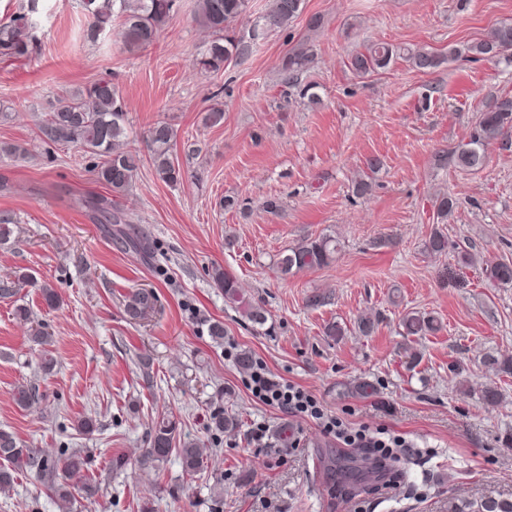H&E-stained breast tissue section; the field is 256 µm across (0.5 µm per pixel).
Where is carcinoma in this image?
<instances>
[{"label": "carcinoma", "mask_w": 512, "mask_h": 512, "mask_svg": "<svg viewBox=\"0 0 512 512\" xmlns=\"http://www.w3.org/2000/svg\"><path fill=\"white\" fill-rule=\"evenodd\" d=\"M39 0H27L9 21L0 23V56L22 60L32 56L34 40L32 31L37 25L34 14L38 13ZM82 6L90 18L91 30L96 34L108 33L124 48L134 51L151 45L171 21L176 11V0H82ZM248 0H196L194 20L209 37L197 64L206 71H218L224 62L240 52L233 35V24L247 11ZM303 11V0H269L264 14L265 25L271 29L287 30ZM118 27H112L114 18ZM467 52L486 58L512 60V23L501 22L484 38L466 47ZM458 49L448 54L437 53L424 47L408 48L398 45H377L357 51L348 59L349 68L358 75H367L384 69L396 58H405L414 68L428 72L443 63L459 57ZM314 58L312 39L306 38L293 47L279 65L281 82L297 89L300 97L313 99L307 85L301 84L300 76ZM128 105L119 88L110 80H100L82 88L67 91L53 97L49 111L39 124L43 140L54 145L79 147L93 159L89 166L94 182L105 186L111 196L84 197L78 200L80 207L101 215L109 224L116 226L120 243L146 259L156 257L154 243L144 236L131 235L123 225L129 223L128 215L120 201L131 191L138 175L140 157L129 146ZM512 134V95L491 97L480 111L470 139L458 145L442 161L451 162L460 169L482 165L485 147L505 135ZM147 143L151 152L155 173L160 180L176 184L183 179L179 165L172 157L176 132L164 121L154 123L148 130ZM382 165L377 157L366 160L365 169L354 183L355 193L366 194L371 188L369 179ZM436 223L446 224L453 215L454 201L447 195L437 198ZM339 242L331 236L309 238L283 251L277 261L283 274L293 271L321 268L329 265L338 251ZM426 249L436 255L448 249V239L437 229L431 233ZM486 277L493 283L512 284V265L500 262L485 268ZM215 285L224 292V304L240 313L248 321L262 325L266 322L263 308L252 302L239 288L237 281L220 267L212 269ZM158 295L151 288H137L125 299V312L137 319L156 309ZM405 334L426 336L436 331L433 320L410 313L404 320ZM353 395L360 399L377 400V386L366 379L349 383ZM15 404L28 409L39 404L41 397L36 387L21 384L14 390ZM177 455L184 471L195 474L207 469L211 452L204 444L181 439L179 422L172 416L160 415L148 432L147 447L136 457L117 454L111 458L112 470L122 472L135 463L143 469L159 470L171 455ZM90 463L89 455L82 448L53 457L35 448L21 444L10 431L0 429V492L13 489L15 473L19 470L35 472L45 483L60 512L73 509L74 481L84 479L81 491L84 498L92 500L97 486L84 478ZM448 512H512V498L485 497L480 500L448 501Z\"/></svg>", "instance_id": "obj_1"}]
</instances>
